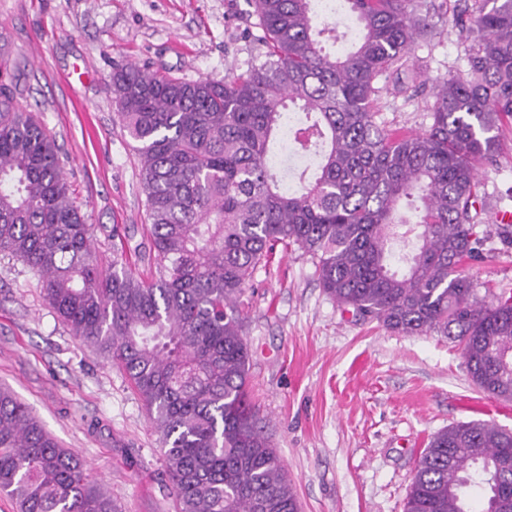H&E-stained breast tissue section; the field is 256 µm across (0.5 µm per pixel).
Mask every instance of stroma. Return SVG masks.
Segmentation results:
<instances>
[{"label":"stroma","instance_id":"stroma-1","mask_svg":"<svg viewBox=\"0 0 512 512\" xmlns=\"http://www.w3.org/2000/svg\"><path fill=\"white\" fill-rule=\"evenodd\" d=\"M458 7L417 0L431 24L409 53L417 80L402 92L395 78H379L378 124L430 126L433 79L463 66ZM261 34L253 0H0L17 103L55 137L103 267L113 227L136 245L149 224L134 143L112 103L113 71L220 79L255 63ZM481 172L483 258L462 272L490 298L512 294V245L499 239L496 219L512 212V119L500 127L496 162ZM242 301L257 419L300 512H403L434 434L473 420L512 431V400L476 388L457 346L358 320L323 291L297 247L276 246ZM0 385L85 461L122 512H176L158 438L124 370L74 338L30 269L1 254Z\"/></svg>","mask_w":512,"mask_h":512}]
</instances>
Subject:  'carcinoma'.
<instances>
[{"mask_svg": "<svg viewBox=\"0 0 512 512\" xmlns=\"http://www.w3.org/2000/svg\"><path fill=\"white\" fill-rule=\"evenodd\" d=\"M360 38L339 55L316 0H254L264 52L249 70L183 80L135 65L112 102L135 143L150 221L101 272L54 136L16 103L0 56V253L26 264L72 336L116 361L149 412L177 512H299L257 425L241 297L276 245L311 257L356 317L457 344L481 391L512 399V295L479 299L478 165L512 118V0L457 11L465 67L437 78L425 131L374 119L376 80L406 69L414 0H346ZM301 192L285 191L288 158ZM483 508L472 509L471 490ZM0 492L18 512H121L84 464L0 387ZM404 512H512V432L460 422L431 437Z\"/></svg>", "mask_w": 512, "mask_h": 512, "instance_id": "carcinoma-1", "label": "carcinoma"}]
</instances>
